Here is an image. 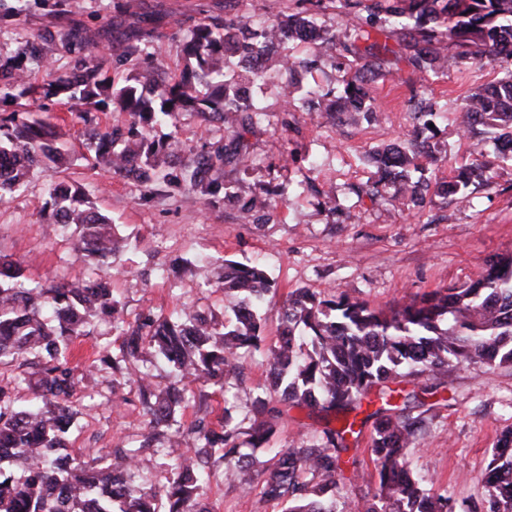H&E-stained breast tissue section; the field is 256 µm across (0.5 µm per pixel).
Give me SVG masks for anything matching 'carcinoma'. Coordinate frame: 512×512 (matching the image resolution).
Returning <instances> with one entry per match:
<instances>
[{
	"label": "carcinoma",
	"mask_w": 512,
	"mask_h": 512,
	"mask_svg": "<svg viewBox=\"0 0 512 512\" xmlns=\"http://www.w3.org/2000/svg\"><path fill=\"white\" fill-rule=\"evenodd\" d=\"M241 0H224V17L194 26L184 46V68L177 78L157 80L151 69L113 85L103 77L97 55L98 34L75 30L73 41L85 55L76 70L59 74L48 96L76 99L89 109L77 114L91 125L94 165L134 179L145 187L163 183L193 194L206 206L233 201L220 195L221 184L212 172L235 159L247 167L248 153L232 154L213 144L176 169L178 141L150 140L134 127L95 123L91 108L112 102L134 123L154 127L175 124L183 112L200 114L205 123H221L238 142L261 116L253 88L270 71L293 72L312 67L329 50L354 58L344 79V95L325 106L335 124L359 126L377 119L376 83L393 78L404 63L416 76L408 110L412 127L397 141L371 150L367 161L376 179L367 186H349L358 197L387 200L412 211L429 193L443 198L457 195L474 183H489L484 163L475 159L448 181L432 182L417 163L434 157L438 144L423 136L436 116L438 102L426 82L460 64L497 63L502 76L472 90L459 107L475 153L488 129L501 130L494 149L512 160V0H295L296 10L257 32L239 13ZM336 4L332 32L305 41V57L252 60L254 50L279 35L297 41L318 27L317 15ZM0 80L23 96L26 78L10 62L0 64ZM56 126L44 119L0 118V167L11 176L0 179V200L19 189L36 167L65 165ZM46 209L53 224L79 229L77 249L107 256L121 248L109 218L89 204L69 183L48 185ZM287 198V188L265 190L240 209L255 223ZM272 281L260 265L225 267L224 293L234 313L228 327L201 312L164 316L152 312L126 321L109 283L100 276L83 282L54 281L30 286L21 263L0 262V362L32 356L40 362L34 400L16 405L13 390L0 386V449L26 462L16 477L0 469V512H157L163 497L168 512H210L206 490L215 455L224 460L226 481L248 492L260 483L271 500L288 501V512H452L448 497L424 486L412 475L408 453L418 444L424 419L402 408L391 414L389 384L399 378L438 380L446 386L451 363L470 361L489 367L512 366V256L487 261L484 276L446 292H431L390 312L375 310L363 301L303 292L289 299L280 318L283 331L266 349L270 382L253 398V422L248 444H266L277 421L290 407H307L323 414L325 424L315 435L300 434L277 451L270 466L254 453H242L240 423L224 409V425L215 430L204 421L182 429L177 413L185 401L182 390L156 389L139 379V396L149 433L138 445L117 448L102 467L85 468L57 449L64 447L77 411L71 397L84 377L68 363L78 337L95 318H110L123 336L121 362L129 364L145 354L164 359L182 379L224 387L239 379L241 358L261 348L264 338L260 312ZM100 362L121 369L108 349ZM375 395L383 406L367 415L375 419L368 452L378 475L372 497L346 488L344 466L358 465L347 436L355 434L351 414ZM196 442L174 460L176 477L163 489L136 483L138 453L165 451L183 433ZM488 512H512V430L497 439L486 467Z\"/></svg>",
	"instance_id": "cac0c4a2"
}]
</instances>
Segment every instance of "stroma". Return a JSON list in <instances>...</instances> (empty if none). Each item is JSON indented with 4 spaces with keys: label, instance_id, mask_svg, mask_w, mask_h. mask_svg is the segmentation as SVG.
<instances>
[{
    "label": "stroma",
    "instance_id": "stroma-1",
    "mask_svg": "<svg viewBox=\"0 0 512 512\" xmlns=\"http://www.w3.org/2000/svg\"><path fill=\"white\" fill-rule=\"evenodd\" d=\"M223 11L224 0H0V60L25 71L32 86L28 95L16 98L0 84V115L39 116L56 125L69 152L66 177L111 219L124 241L112 257L78 252L75 235L44 216L46 188L55 172L36 169L24 187L0 202V256L24 262L29 278L40 283L84 278L97 269L111 272L113 294L129 321L147 312L168 316L196 309L223 319L224 292L217 286L222 261L261 262L274 281L263 322L270 345L280 332L283 304L300 291L342 294L386 310L476 281L489 258L512 254V164L491 151L484 160L497 172L492 187H472L448 201L431 194L412 212L366 197L335 205L334 194L343 184L370 177L366 152L405 130L404 102L410 95L405 70L377 84L380 117L359 128L333 126L314 112L284 111L279 88L287 76L269 73L255 92L265 114L248 137L249 165L226 166L221 176L225 192L235 197L231 204L208 207L161 184L149 191L123 175L91 169L84 126L76 117L78 103L46 94L54 73L71 68L82 54L79 46L67 44L72 24L99 32L104 72L121 84L148 64L169 77L179 74L190 28ZM140 29L149 36L139 56L128 57L130 38ZM40 38L45 41L42 58L23 53L25 43ZM496 76L491 67L467 64L449 67L430 82L428 92L442 107L436 126L443 144L437 161H421L431 179H450L473 160L458 108L471 88ZM152 134L175 136L187 158L204 144L222 140L224 128L204 126L196 113L185 112L176 125L154 128ZM270 183L289 186L287 202L267 223H241L240 204ZM121 344L111 322L99 319L76 342L73 364L89 375L92 386L73 396L78 414L65 451L91 467L147 431L135 377L112 371L98 359L105 348L119 354ZM244 374L245 384L231 380L221 389L186 384L181 422L202 417L219 427L227 406L243 420L246 400L267 382L264 358H246ZM448 379L444 400L427 395L419 403L405 402V394L421 390L407 381L393 399L394 405L425 418L420 445L409 454L410 468L435 492L446 494L454 512H485L489 454L497 437L512 429V367L463 363L450 368ZM321 426L319 414L289 409L268 445L288 447L298 432L312 434ZM213 472L206 501L210 512H283V502L225 484L223 463H216Z\"/></svg>",
    "mask_w": 512,
    "mask_h": 512
}]
</instances>
